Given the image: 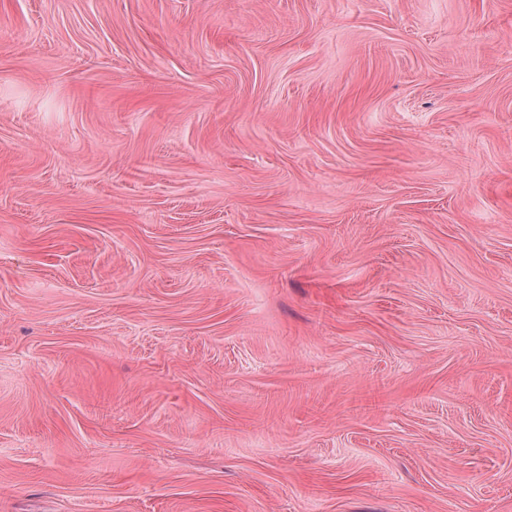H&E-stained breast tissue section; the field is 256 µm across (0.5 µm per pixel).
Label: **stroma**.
Masks as SVG:
<instances>
[{
  "label": "stroma",
  "instance_id": "obj_1",
  "mask_svg": "<svg viewBox=\"0 0 512 512\" xmlns=\"http://www.w3.org/2000/svg\"><path fill=\"white\" fill-rule=\"evenodd\" d=\"M0 512H512V0H0Z\"/></svg>",
  "mask_w": 512,
  "mask_h": 512
}]
</instances>
